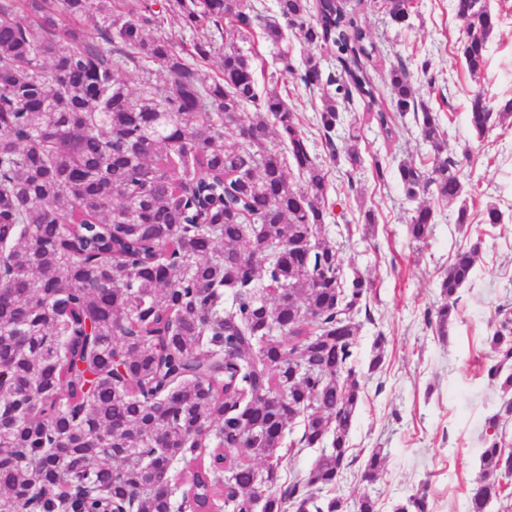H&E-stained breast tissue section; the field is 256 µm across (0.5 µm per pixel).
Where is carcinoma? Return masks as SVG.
Returning a JSON list of instances; mask_svg holds the SVG:
<instances>
[{
	"instance_id": "carcinoma-1",
	"label": "carcinoma",
	"mask_w": 512,
	"mask_h": 512,
	"mask_svg": "<svg viewBox=\"0 0 512 512\" xmlns=\"http://www.w3.org/2000/svg\"><path fill=\"white\" fill-rule=\"evenodd\" d=\"M0 0V512H177L164 467L180 466L195 512H346L336 486L351 466L349 433L363 392L357 315L372 282L348 280L336 249L319 238L330 216L326 160L340 107L359 98L388 140L391 112L414 113L430 156L402 161L404 195L457 205L470 223L460 164L448 156L439 113L417 99L404 62L391 68L392 108L363 59L375 45L340 0ZM412 27L409 0H379ZM178 8L190 41L164 31ZM458 50L473 77L488 64L499 17L486 0H457ZM83 18L94 20L86 32ZM336 59L301 62L286 50L258 81L261 36L285 31ZM224 41L219 72L207 64ZM146 78L138 94L130 66ZM326 85L316 116L319 156L282 87ZM512 119V97L486 89L467 120L484 136ZM361 129H349L344 161L363 168ZM293 163L301 185L291 183ZM436 213L419 204L408 235L426 242ZM480 243L455 252L427 319L440 335L458 317L459 292ZM488 342L489 383L512 413V311ZM290 447L318 448L308 474L279 491ZM488 419L481 472L468 512H512V448ZM386 466L372 450L361 478ZM395 512H430L412 494Z\"/></svg>"
}]
</instances>
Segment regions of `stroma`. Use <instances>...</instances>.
I'll use <instances>...</instances> for the list:
<instances>
[{
    "mask_svg": "<svg viewBox=\"0 0 512 512\" xmlns=\"http://www.w3.org/2000/svg\"><path fill=\"white\" fill-rule=\"evenodd\" d=\"M369 30L377 51L366 66L383 103L392 98L389 71L398 60L426 59L438 77L435 87L417 83L420 99L441 105L448 154L457 159L476 191L470 201V224L455 222V208L436 206L433 235L424 245L412 243L407 220L415 201L407 199L397 177L400 161L426 157L413 113L396 116V135L385 140L369 123L362 104H347L336 129L345 146L350 128L360 127L364 169L346 176L345 165L328 162V199L333 213L320 236L335 245L344 277L361 272L374 287L367 300L357 349L363 393L349 445L354 462L344 473L338 493L354 502L363 492L377 499L380 512L425 491L432 512H468L469 490L480 471L482 438L488 417L499 415L500 393L483 373L497 326L498 306L512 305V126H495L475 136L466 120L476 84L512 97V0H488L501 23L489 44V62L480 80H472L458 52L462 27L455 0H411L413 26L397 27L374 0H343ZM288 104L297 113L317 153H325L317 127L322 89L289 82ZM382 164L384 179L374 166ZM356 192H348V182ZM503 212L501 224L482 223L487 203ZM374 210L372 234H364L361 208ZM481 237L482 252L472 280L460 291L459 318L447 336H437L426 321L427 310L440 302L438 282L456 250ZM384 337L385 357L367 372L372 345ZM382 449L386 470L374 483L360 472L368 453Z\"/></svg>",
    "mask_w": 512,
    "mask_h": 512,
    "instance_id": "1",
    "label": "stroma"
}]
</instances>
